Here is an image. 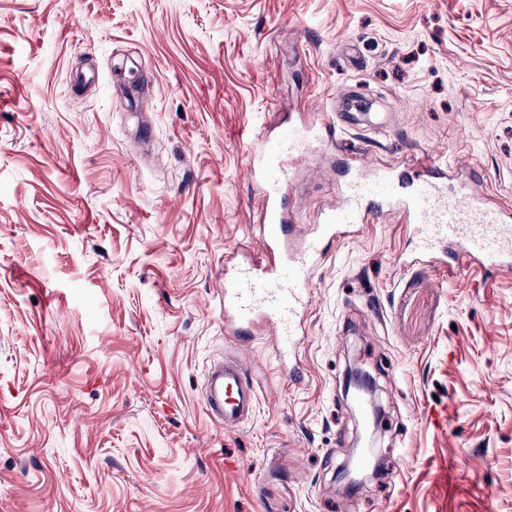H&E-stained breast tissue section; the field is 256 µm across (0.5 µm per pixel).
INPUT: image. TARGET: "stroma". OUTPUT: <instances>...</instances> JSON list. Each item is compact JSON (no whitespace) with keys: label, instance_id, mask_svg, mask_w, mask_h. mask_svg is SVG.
<instances>
[{"label":"stroma","instance_id":"1","mask_svg":"<svg viewBox=\"0 0 512 512\" xmlns=\"http://www.w3.org/2000/svg\"><path fill=\"white\" fill-rule=\"evenodd\" d=\"M354 86L392 130L348 146L477 168L512 207V0H0V512H512V270L432 284L391 218L317 273L300 384L267 331L224 333L250 139ZM308 165L307 219L338 176ZM354 350L386 471L345 493ZM229 354L259 386L234 431L201 400Z\"/></svg>","mask_w":512,"mask_h":512}]
</instances>
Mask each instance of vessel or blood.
I'll list each match as a JSON object with an SVG mask.
<instances>
[{
  "mask_svg": "<svg viewBox=\"0 0 512 512\" xmlns=\"http://www.w3.org/2000/svg\"><path fill=\"white\" fill-rule=\"evenodd\" d=\"M353 124L349 112L322 120L308 113L302 124L249 142L248 174L259 211L249 237L258 251L224 279L225 333L238 337L262 326L275 337L280 357L295 356L306 335L310 286L328 245L356 240L364 225L393 216L406 225L412 242L410 253L399 256L400 266L419 264L433 274L461 265L492 273L512 269V208L459 181L455 167L433 156L370 163L364 152L343 147ZM316 140L342 155L344 175L335 206L299 236L298 217L285 204L286 190ZM257 404V388L243 359L210 367L203 405L212 421L227 431L238 429L255 416Z\"/></svg>",
  "mask_w": 512,
  "mask_h": 512,
  "instance_id": "b4317fda",
  "label": "vessel or blood"
}]
</instances>
